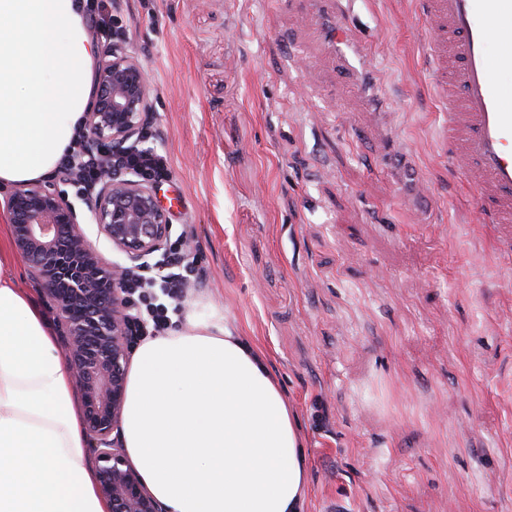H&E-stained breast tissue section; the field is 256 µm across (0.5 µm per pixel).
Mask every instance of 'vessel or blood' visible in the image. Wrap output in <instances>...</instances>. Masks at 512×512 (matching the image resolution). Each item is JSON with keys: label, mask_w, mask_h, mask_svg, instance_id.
<instances>
[{"label": "vessel or blood", "mask_w": 512, "mask_h": 512, "mask_svg": "<svg viewBox=\"0 0 512 512\" xmlns=\"http://www.w3.org/2000/svg\"><path fill=\"white\" fill-rule=\"evenodd\" d=\"M433 38L427 43L431 90L448 111V158L475 191L481 223L512 248V0H414ZM336 63L358 73L366 55L346 49L349 23L330 16Z\"/></svg>", "instance_id": "b4317fda"}]
</instances>
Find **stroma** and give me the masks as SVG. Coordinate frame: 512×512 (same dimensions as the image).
<instances>
[{
	"label": "stroma",
	"mask_w": 512,
	"mask_h": 512,
	"mask_svg": "<svg viewBox=\"0 0 512 512\" xmlns=\"http://www.w3.org/2000/svg\"><path fill=\"white\" fill-rule=\"evenodd\" d=\"M147 70L154 191L305 435L306 512H512V251L448 164L411 0H339L370 90L291 0H112ZM376 115L427 201L376 161Z\"/></svg>",
	"instance_id": "35a3bbf8"
}]
</instances>
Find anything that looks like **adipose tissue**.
Returning a JSON list of instances; mask_svg holds the SVG:
<instances>
[{
    "instance_id": "adipose-tissue-1",
    "label": "adipose tissue",
    "mask_w": 512,
    "mask_h": 512,
    "mask_svg": "<svg viewBox=\"0 0 512 512\" xmlns=\"http://www.w3.org/2000/svg\"><path fill=\"white\" fill-rule=\"evenodd\" d=\"M82 0H0V186L53 173L97 95ZM127 457L166 512H305L308 461L265 351L218 308L143 342L127 374ZM72 376L18 288L0 215V512H109Z\"/></svg>"
}]
</instances>
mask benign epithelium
I'll list each match as a JSON object with an SVG mask.
<instances>
[{
    "instance_id": "1",
    "label": "benign epithelium",
    "mask_w": 512,
    "mask_h": 512,
    "mask_svg": "<svg viewBox=\"0 0 512 512\" xmlns=\"http://www.w3.org/2000/svg\"><path fill=\"white\" fill-rule=\"evenodd\" d=\"M98 92L86 115L90 140L115 151L145 144L150 108L145 67L124 43H111L97 70ZM17 254L53 301L61 327L60 355L78 382L88 451L110 512H163L130 465L122 441L130 360L128 273L147 268L168 248L171 225L153 187L105 169L89 219L124 257H103L85 233L76 207L41 183L7 201Z\"/></svg>"
}]
</instances>
